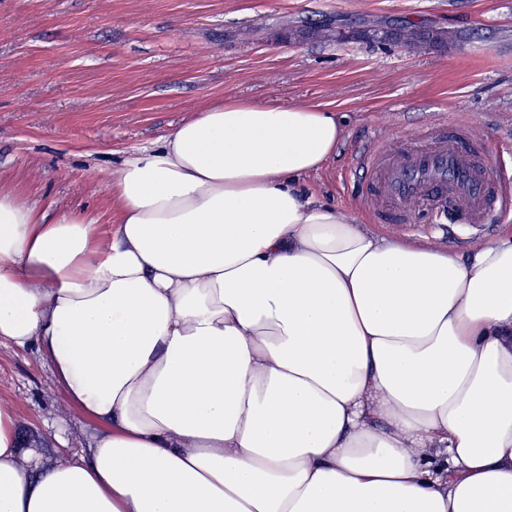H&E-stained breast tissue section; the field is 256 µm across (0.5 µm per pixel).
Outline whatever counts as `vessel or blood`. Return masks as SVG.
<instances>
[{
    "label": "vessel or blood",
    "mask_w": 512,
    "mask_h": 512,
    "mask_svg": "<svg viewBox=\"0 0 512 512\" xmlns=\"http://www.w3.org/2000/svg\"><path fill=\"white\" fill-rule=\"evenodd\" d=\"M357 166L368 177L370 202L387 205L393 224L413 223L422 208L437 221L483 225L495 215L512 219V195L490 175L467 124L429 122L405 145L372 136Z\"/></svg>",
    "instance_id": "1"
}]
</instances>
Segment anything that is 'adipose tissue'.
<instances>
[{
    "label": "adipose tissue",
    "mask_w": 512,
    "mask_h": 512,
    "mask_svg": "<svg viewBox=\"0 0 512 512\" xmlns=\"http://www.w3.org/2000/svg\"><path fill=\"white\" fill-rule=\"evenodd\" d=\"M342 125L233 99L112 172L109 245L0 191V343L96 421L0 512H512V237L458 256L308 194Z\"/></svg>",
    "instance_id": "adipose-tissue-1"
}]
</instances>
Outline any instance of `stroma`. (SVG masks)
<instances>
[{"mask_svg":"<svg viewBox=\"0 0 512 512\" xmlns=\"http://www.w3.org/2000/svg\"><path fill=\"white\" fill-rule=\"evenodd\" d=\"M369 21L456 39L414 52L362 38ZM324 24L344 39L317 38ZM229 98L336 110L343 138L306 187L379 235L463 256L512 230L384 223L356 168L373 132L399 144L463 119L493 176L512 177V0H0V188L49 219L91 218L98 246L118 219L113 168ZM0 402L48 458L83 452L96 429L33 349L0 344Z\"/></svg>","mask_w":512,"mask_h":512,"instance_id":"1","label":"stroma"}]
</instances>
